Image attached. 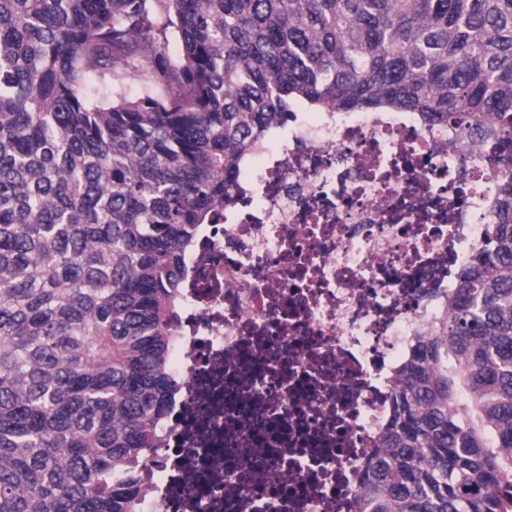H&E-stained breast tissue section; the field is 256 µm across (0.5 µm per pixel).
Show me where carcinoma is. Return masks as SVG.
Instances as JSON below:
<instances>
[{"instance_id": "carcinoma-1", "label": "carcinoma", "mask_w": 512, "mask_h": 512, "mask_svg": "<svg viewBox=\"0 0 512 512\" xmlns=\"http://www.w3.org/2000/svg\"><path fill=\"white\" fill-rule=\"evenodd\" d=\"M298 103L463 125L494 166L357 500L512 512V0H0V512H140L184 257Z\"/></svg>"}]
</instances>
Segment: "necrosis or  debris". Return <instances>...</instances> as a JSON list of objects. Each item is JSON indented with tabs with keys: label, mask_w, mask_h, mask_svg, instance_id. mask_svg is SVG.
Wrapping results in <instances>:
<instances>
[{
	"label": "necrosis or debris",
	"mask_w": 512,
	"mask_h": 512,
	"mask_svg": "<svg viewBox=\"0 0 512 512\" xmlns=\"http://www.w3.org/2000/svg\"><path fill=\"white\" fill-rule=\"evenodd\" d=\"M273 139L188 259L142 512H355L398 368L497 221L459 127L330 107Z\"/></svg>",
	"instance_id": "necrosis-or-debris-1"
}]
</instances>
